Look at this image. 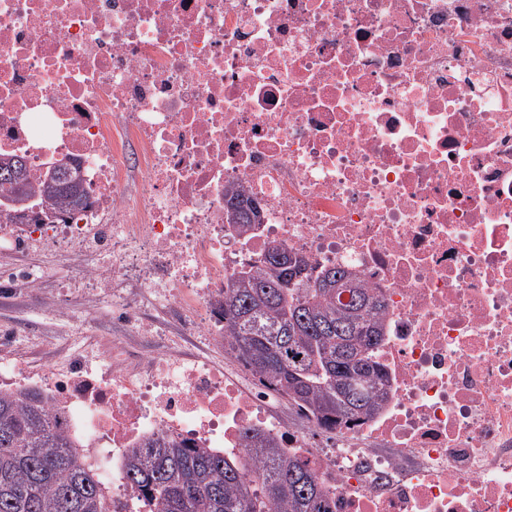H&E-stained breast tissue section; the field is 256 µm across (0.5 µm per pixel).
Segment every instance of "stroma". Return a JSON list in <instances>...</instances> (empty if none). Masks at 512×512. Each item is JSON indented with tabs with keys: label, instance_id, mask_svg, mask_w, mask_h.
<instances>
[{
	"label": "stroma",
	"instance_id": "obj_1",
	"mask_svg": "<svg viewBox=\"0 0 512 512\" xmlns=\"http://www.w3.org/2000/svg\"><path fill=\"white\" fill-rule=\"evenodd\" d=\"M81 278L74 254L46 243L0 253L1 360L46 367L80 355L102 366L112 355L113 339L122 337L134 346H186L191 310H174L151 291L132 293L122 281L96 293L82 287ZM131 296L152 335L137 334L123 317L121 301Z\"/></svg>",
	"mask_w": 512,
	"mask_h": 512
}]
</instances>
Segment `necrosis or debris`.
<instances>
[{"label":"necrosis or debris","mask_w":512,"mask_h":512,"mask_svg":"<svg viewBox=\"0 0 512 512\" xmlns=\"http://www.w3.org/2000/svg\"><path fill=\"white\" fill-rule=\"evenodd\" d=\"M0 154L73 164L89 195L0 219V249L64 244L85 283L194 310L209 348L225 277L271 242L386 305L388 398L351 428H293L229 356L0 366L65 417L112 512H144L124 473L145 439L244 459L250 432L336 512H512V0H0ZM232 185L261 207L241 235Z\"/></svg>","instance_id":"obj_1"}]
</instances>
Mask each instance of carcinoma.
Returning a JSON list of instances; mask_svg holds the SVG:
<instances>
[{"mask_svg": "<svg viewBox=\"0 0 512 512\" xmlns=\"http://www.w3.org/2000/svg\"><path fill=\"white\" fill-rule=\"evenodd\" d=\"M53 172L64 176L53 192L45 175L34 180L24 173L21 193L16 180L0 178L4 198L23 201L0 217L51 224L57 214L85 206L87 195L69 167ZM228 195L237 216L225 215L226 223L253 229V201L237 188ZM35 208L36 219L27 220L25 211ZM281 251L280 270L260 255L224 279V349L261 387L288 398L318 425L355 426L386 398L385 373L370 355L383 336L385 304L347 271L314 277L303 256ZM247 445L260 462L253 470L222 451L159 434L131 449L126 483L158 512H334L301 459L259 433L247 435ZM0 512H112L99 474L35 389L0 392Z\"/></svg>", "mask_w": 512, "mask_h": 512, "instance_id": "obj_1", "label": "carcinoma"}]
</instances>
